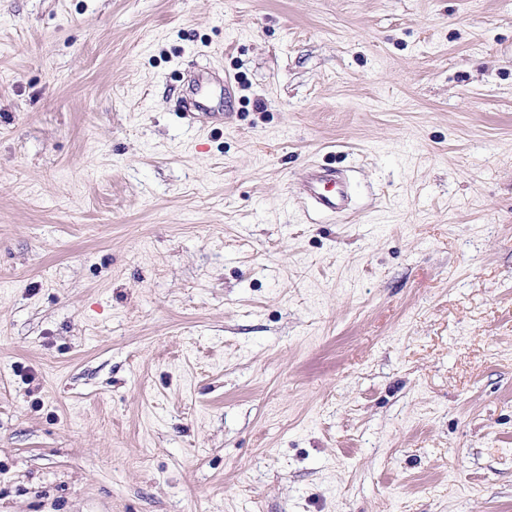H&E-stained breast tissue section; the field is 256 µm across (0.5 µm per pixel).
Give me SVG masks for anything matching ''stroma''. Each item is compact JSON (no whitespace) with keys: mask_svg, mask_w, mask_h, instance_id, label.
I'll use <instances>...</instances> for the list:
<instances>
[{"mask_svg":"<svg viewBox=\"0 0 512 512\" xmlns=\"http://www.w3.org/2000/svg\"><path fill=\"white\" fill-rule=\"evenodd\" d=\"M0 512H512V0H0ZM231 96L228 82L217 80L207 69L199 70L188 83L178 107L184 118L190 120L206 116L224 121V107ZM303 198L323 213L336 214L347 208L346 185L336 181V170L322 166L307 167L301 175ZM338 186V187H336Z\"/></svg>","mask_w":512,"mask_h":512,"instance_id":"stroma-1","label":"stroma"}]
</instances>
